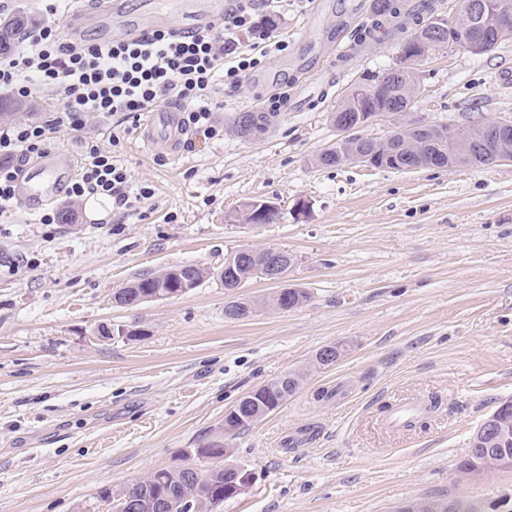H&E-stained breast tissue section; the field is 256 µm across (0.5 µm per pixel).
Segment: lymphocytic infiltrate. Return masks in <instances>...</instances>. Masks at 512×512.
<instances>
[{"mask_svg": "<svg viewBox=\"0 0 512 512\" xmlns=\"http://www.w3.org/2000/svg\"><path fill=\"white\" fill-rule=\"evenodd\" d=\"M279 3L232 0L224 21L189 36L168 27L114 43L67 38L56 25L32 30L21 49L0 59V89L27 98L50 87L57 110L44 121L0 128V212L14 206L25 166L46 154L61 129L83 130L90 113L113 117L129 130L142 113L173 104L183 107L192 134L219 136L213 120L221 107L219 85L236 86L262 57L285 48L266 32ZM149 194L146 187L132 193L127 168L93 140L85 141L80 172L65 189L66 200L96 195L128 210Z\"/></svg>", "mask_w": 512, "mask_h": 512, "instance_id": "f902f5d3", "label": "lymphocytic infiltrate"}]
</instances>
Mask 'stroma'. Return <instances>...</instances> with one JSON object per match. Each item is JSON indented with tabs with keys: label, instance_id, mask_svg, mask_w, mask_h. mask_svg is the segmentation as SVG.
Wrapping results in <instances>:
<instances>
[{
	"label": "stroma",
	"instance_id": "obj_1",
	"mask_svg": "<svg viewBox=\"0 0 512 512\" xmlns=\"http://www.w3.org/2000/svg\"><path fill=\"white\" fill-rule=\"evenodd\" d=\"M373 0H324L316 36L311 0H286L271 35L286 39L225 93L214 120L224 138L157 158L134 129L117 147L133 186L152 190L133 211L97 224L78 203L72 224H44L53 202L20 200L0 214V512H109L105 492L149 471L195 462L242 396L345 344L335 365L232 442L226 461L251 476L224 512H395L417 498L463 497L512 512V473L456 471L470 436L512 398V162L415 170L358 163L319 168L351 90L400 64L414 17L377 25ZM348 22L353 52H335ZM317 66L318 86H297ZM420 91L411 117L459 129L512 120V41L476 55L440 49L412 62ZM256 138L229 134L242 112L267 109ZM111 118L60 130L50 153L80 158L86 137L107 145ZM273 201V224L235 213ZM305 209H298V202ZM275 246L311 299L244 321L231 297L271 295L254 279L238 292L216 277L228 251ZM183 264L214 276L183 295L133 308L113 294ZM108 325L129 336L99 339ZM439 397L435 412L387 428L401 398Z\"/></svg>",
	"mask_w": 512,
	"mask_h": 512
}]
</instances>
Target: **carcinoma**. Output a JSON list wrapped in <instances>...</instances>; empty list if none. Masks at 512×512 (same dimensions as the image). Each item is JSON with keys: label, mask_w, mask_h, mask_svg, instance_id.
I'll return each mask as SVG.
<instances>
[{"label": "carcinoma", "mask_w": 512, "mask_h": 512, "mask_svg": "<svg viewBox=\"0 0 512 512\" xmlns=\"http://www.w3.org/2000/svg\"><path fill=\"white\" fill-rule=\"evenodd\" d=\"M34 24L35 18L25 10L4 17L0 21V55L13 52L18 40ZM432 41L433 45L429 46V50L435 51L461 45V35L458 31L450 29L444 35L432 38ZM413 82L414 75L409 68L392 69L376 84L368 86V94L365 97H348L340 111L353 123L365 112L405 114L408 112L406 97ZM455 149L456 141L452 136L442 144L426 142L422 146L423 153L435 154L443 160L454 158ZM341 157L342 147L336 142L317 155L314 162L321 166H339L343 164ZM176 269L180 271V276L174 279L166 274L131 282L114 292L115 303L133 307L135 302L147 295L170 293L179 296L198 287L210 274V271L196 264L178 265ZM290 270V265H283L282 286L270 297L227 302L224 306L225 317L244 320L265 308L288 312L303 306L310 300V293L295 284H288ZM344 352L345 348H340L331 360L323 359L317 352L305 368L290 370L242 396L235 408L224 416L221 434L196 449V453L212 459L223 457L227 451L224 446V434L230 433L235 436L267 417L301 390L311 371L335 365L344 356ZM457 472L470 480L479 479L492 472H512V404L499 403L494 413L490 414V423L485 427H479L472 434L467 451L457 463ZM155 474L156 471L153 470L145 477L130 483L127 486L128 491L145 502L158 497H191L205 509L216 496L224 501L238 496L236 485L233 484V475L221 466L197 472L182 465L167 467L161 481L156 479ZM398 512H448V502L417 499L400 506Z\"/></svg>", "instance_id": "1"}]
</instances>
